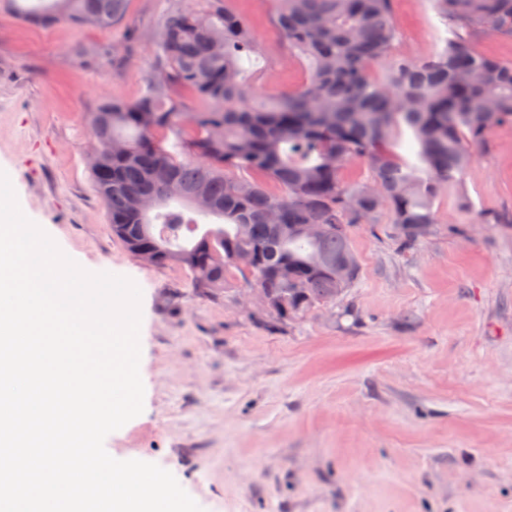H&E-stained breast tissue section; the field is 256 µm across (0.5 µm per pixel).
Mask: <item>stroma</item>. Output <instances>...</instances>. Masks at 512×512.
Here are the masks:
<instances>
[{
  "label": "stroma",
  "instance_id": "stroma-1",
  "mask_svg": "<svg viewBox=\"0 0 512 512\" xmlns=\"http://www.w3.org/2000/svg\"><path fill=\"white\" fill-rule=\"evenodd\" d=\"M266 57L257 92L296 87L281 67L274 0H232ZM400 51L422 56L440 24L428 0H394ZM167 0H127L112 33L39 27L0 0V171L23 213L85 270L142 291L144 409L106 451L171 472L202 512H512V124L495 128L405 246L385 213L354 225L357 280L336 302L272 324L254 280L197 296L185 268L134 259L90 178L99 103L135 100ZM134 29L118 69L79 49Z\"/></svg>",
  "mask_w": 512,
  "mask_h": 512
}]
</instances>
